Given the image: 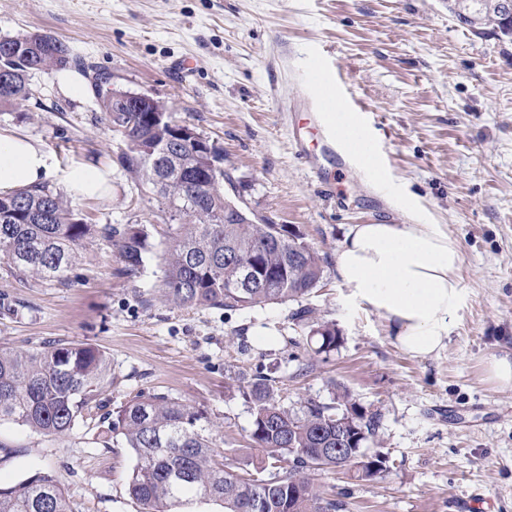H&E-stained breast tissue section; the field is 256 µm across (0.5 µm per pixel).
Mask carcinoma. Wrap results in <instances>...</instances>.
Segmentation results:
<instances>
[{
	"mask_svg": "<svg viewBox=\"0 0 512 512\" xmlns=\"http://www.w3.org/2000/svg\"><path fill=\"white\" fill-rule=\"evenodd\" d=\"M499 0H451L471 26H492L512 36L503 22ZM85 67L61 39L26 33L0 37V107L31 98L30 71ZM93 89L105 118L124 138L119 161L135 184L152 195L168 214V246L160 256L161 299L183 307L237 311L269 303L301 302L323 277L324 260L285 224H254L250 213L226 195L231 177L218 169L212 145L194 136L182 143L180 131L194 127L165 115L157 130L151 113L123 103L128 92L110 87L97 75ZM92 226L78 219L64 195L47 186L21 188L0 197V259L21 277L64 283L75 251ZM117 247L121 275L134 278L149 251L150 232L143 225L106 228ZM257 277L242 288L233 284L245 269ZM298 325L315 326L317 353L340 343L339 331L321 322L315 308L291 314ZM109 360L88 343H55L36 349H0V422L8 420L62 437L78 420H94L105 392ZM251 438L263 452L261 464L241 475L215 451L216 439L203 424L204 414L165 396L136 395L110 414L108 432L121 437L136 463L128 492L142 512H177L192 498L224 504V512H341L345 503L329 495L320 477L341 467L370 481L383 473V453H367L375 443L377 415H368L346 391L331 403L308 400L300 407L280 405L273 389L255 382ZM355 415L358 430L339 443L336 408ZM0 512H70L53 476L37 473L13 486L0 487Z\"/></svg>",
	"mask_w": 512,
	"mask_h": 512,
	"instance_id": "1",
	"label": "carcinoma"
}]
</instances>
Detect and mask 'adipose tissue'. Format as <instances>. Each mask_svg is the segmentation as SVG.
Returning a JSON list of instances; mask_svg holds the SVG:
<instances>
[{
    "instance_id": "1",
    "label": "adipose tissue",
    "mask_w": 512,
    "mask_h": 512,
    "mask_svg": "<svg viewBox=\"0 0 512 512\" xmlns=\"http://www.w3.org/2000/svg\"><path fill=\"white\" fill-rule=\"evenodd\" d=\"M50 154L30 137L0 132V195L44 184ZM62 182L79 198L112 192L108 171L94 165L67 170ZM462 254L438 224H354L336 254V274L353 295L383 316L396 345L414 357L442 351L463 300Z\"/></svg>"
}]
</instances>
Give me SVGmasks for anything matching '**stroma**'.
<instances>
[{
	"instance_id": "obj_1",
	"label": "stroma",
	"mask_w": 512,
	"mask_h": 512,
	"mask_svg": "<svg viewBox=\"0 0 512 512\" xmlns=\"http://www.w3.org/2000/svg\"><path fill=\"white\" fill-rule=\"evenodd\" d=\"M29 31L62 39L113 88L165 102L207 138L246 202L326 257L305 302L341 342L316 354L289 303L227 312L159 300L164 214L119 164L125 144L94 97H65L51 69L30 75L29 101L0 110V130L39 141L56 170L111 171L112 194L69 200L96 228L72 283L21 278L0 261V300L13 306L0 314V348L98 347L110 361L103 413L140 393L202 409L241 473L262 455L245 397L256 377L286 407L345 389L378 414L370 450L390 457L371 481L325 476L347 512H512V388L485 377L489 359L512 356V38L461 23L448 0H0V36ZM317 66L322 99L365 104L358 121L391 192L298 127L293 100ZM369 221L439 224L459 241L464 297L438 355L401 351L337 278L349 227ZM108 224L150 229L136 278L119 276ZM105 431L80 421L55 437L0 423V485L49 472L71 512H141L127 490L135 457Z\"/></svg>"
}]
</instances>
